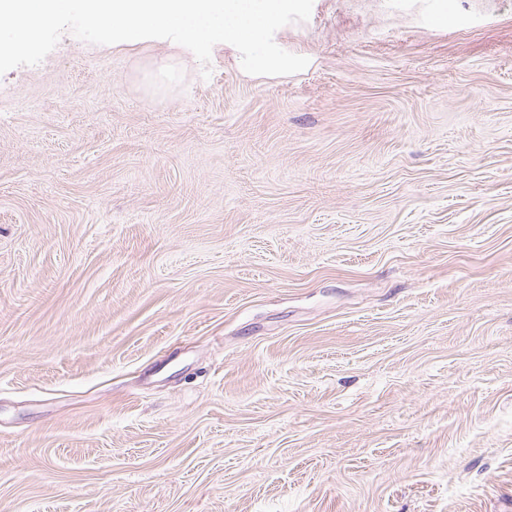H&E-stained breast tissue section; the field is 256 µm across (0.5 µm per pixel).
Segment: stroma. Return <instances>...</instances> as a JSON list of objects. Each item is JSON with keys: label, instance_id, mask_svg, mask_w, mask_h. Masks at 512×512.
<instances>
[{"label": "stroma", "instance_id": "35a3bbf8", "mask_svg": "<svg viewBox=\"0 0 512 512\" xmlns=\"http://www.w3.org/2000/svg\"><path fill=\"white\" fill-rule=\"evenodd\" d=\"M275 41L0 75V512H512V0Z\"/></svg>", "mask_w": 512, "mask_h": 512}]
</instances>
